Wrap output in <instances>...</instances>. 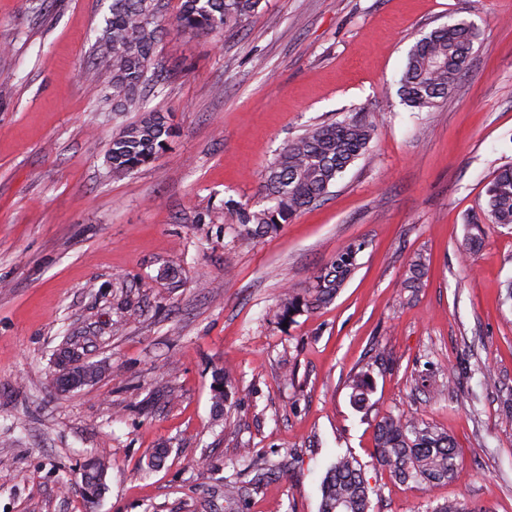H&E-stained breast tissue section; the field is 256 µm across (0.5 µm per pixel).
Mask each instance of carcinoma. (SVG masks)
<instances>
[{
	"label": "carcinoma",
	"instance_id": "cac0c4a2",
	"mask_svg": "<svg viewBox=\"0 0 512 512\" xmlns=\"http://www.w3.org/2000/svg\"><path fill=\"white\" fill-rule=\"evenodd\" d=\"M262 0H181L176 27L186 33L209 34L233 28L258 11ZM162 0H112L111 16L94 44L99 62L86 70L90 91L112 100L116 112H137L136 121L125 125L112 137L107 161L112 175L131 173L153 161L172 136V128L161 112L145 108L141 97L144 84L162 76L155 56L159 41V14ZM476 31L464 22L441 27L417 40L412 46L400 78L407 106L419 112L430 111L458 86L469 66ZM375 121L363 112L341 120L316 125L305 131L278 154L269 167L263 190L268 206L252 211L233 201L224 202L231 219L247 237L266 236L288 223L306 207L324 199L345 170L363 156L375 134ZM486 207L469 223L475 233L465 250L471 252L482 243L483 225L512 224V166L501 169L486 186ZM364 243L353 241L336 253L328 266L314 276L303 295L288 293L282 300V318L319 309L330 304L351 279ZM426 258L411 260L409 276L402 288L415 292L425 274ZM68 366L71 380L80 386L95 380L100 367L82 362L78 348L66 343L58 365ZM232 380L226 374L215 379L213 407L223 411ZM352 405L368 408L372 393L369 371L356 374L349 382ZM241 458L252 465L253 477L243 481L239 474L224 477V502L239 503L249 487L279 474L285 463L257 458L242 449ZM374 459L400 483H414L425 491L459 477L455 445L442 432L417 415L388 413L376 423ZM107 461L92 456L84 461L82 483L91 504L105 490ZM319 512H368L370 488L363 464L351 454H343L328 468L321 484ZM432 512H486L461 500H447Z\"/></svg>",
	"mask_w": 512,
	"mask_h": 512
}]
</instances>
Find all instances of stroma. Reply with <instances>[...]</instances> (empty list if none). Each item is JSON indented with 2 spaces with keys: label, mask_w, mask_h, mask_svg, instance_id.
I'll return each instance as SVG.
<instances>
[{
  "label": "stroma",
  "mask_w": 512,
  "mask_h": 512,
  "mask_svg": "<svg viewBox=\"0 0 512 512\" xmlns=\"http://www.w3.org/2000/svg\"><path fill=\"white\" fill-rule=\"evenodd\" d=\"M180 2L160 20L166 79L146 90L173 135L115 176V123L84 81L112 0H0V512H224L243 448L293 460L240 512H318L345 452L375 489L370 512L448 498L512 512V225H486L461 257L487 183L512 164V0H263L208 35L176 29ZM461 20L478 32L467 75L433 111L411 110L410 49ZM356 111L376 135L326 199L240 235L225 201L263 208L281 148ZM352 241L365 248L346 287L282 324L285 292L304 293ZM419 253L429 266L410 294ZM67 331L107 369L62 393L53 352ZM439 364L456 384L429 399ZM365 368L360 412L348 384ZM221 370L234 379L225 427L211 401ZM390 412L447 432L461 478L426 495L373 465ZM162 444L164 467L149 469ZM101 449L107 490L91 505L78 468Z\"/></svg>",
  "instance_id": "stroma-1"
}]
</instances>
